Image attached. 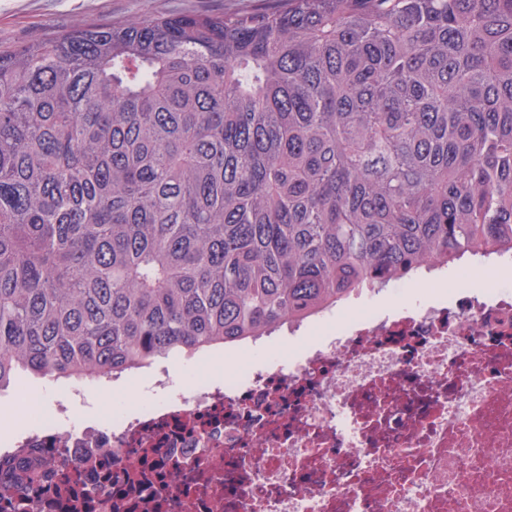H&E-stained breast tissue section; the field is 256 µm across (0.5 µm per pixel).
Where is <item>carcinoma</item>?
<instances>
[{"mask_svg":"<svg viewBox=\"0 0 512 512\" xmlns=\"http://www.w3.org/2000/svg\"><path fill=\"white\" fill-rule=\"evenodd\" d=\"M512 251V0H277L0 52V392Z\"/></svg>","mask_w":512,"mask_h":512,"instance_id":"carcinoma-1","label":"carcinoma"}]
</instances>
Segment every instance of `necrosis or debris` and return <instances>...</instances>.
Segmentation results:
<instances>
[{
	"mask_svg": "<svg viewBox=\"0 0 512 512\" xmlns=\"http://www.w3.org/2000/svg\"><path fill=\"white\" fill-rule=\"evenodd\" d=\"M512 255L465 267L453 299L305 321L285 359L224 350L174 391L154 364L132 408L79 426L108 383L20 388L0 460L35 451L39 489L0 512H512ZM483 282L472 290L471 281ZM96 469L48 466L58 449Z\"/></svg>",
	"mask_w": 512,
	"mask_h": 512,
	"instance_id": "1",
	"label": "necrosis or debris"
}]
</instances>
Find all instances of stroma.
I'll list each match as a JSON object with an SVG mask.
<instances>
[{
    "mask_svg": "<svg viewBox=\"0 0 512 512\" xmlns=\"http://www.w3.org/2000/svg\"><path fill=\"white\" fill-rule=\"evenodd\" d=\"M274 0H0V51L54 37L85 23L180 14L232 15Z\"/></svg>",
    "mask_w": 512,
    "mask_h": 512,
    "instance_id": "1",
    "label": "stroma"
}]
</instances>
